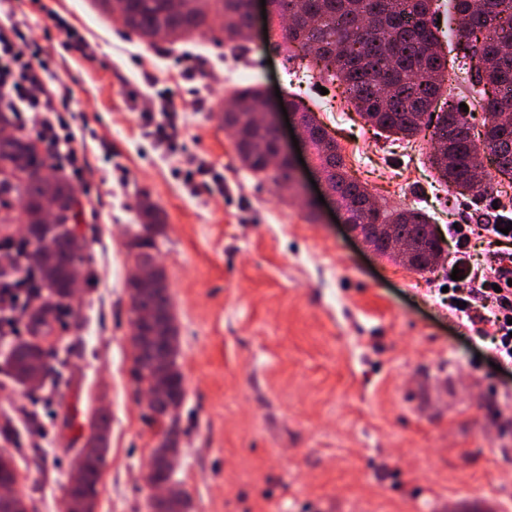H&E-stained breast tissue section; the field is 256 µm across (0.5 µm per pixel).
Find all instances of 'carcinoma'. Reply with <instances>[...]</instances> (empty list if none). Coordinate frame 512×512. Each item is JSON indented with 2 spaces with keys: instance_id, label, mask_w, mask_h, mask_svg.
<instances>
[{
  "instance_id": "carcinoma-1",
  "label": "carcinoma",
  "mask_w": 512,
  "mask_h": 512,
  "mask_svg": "<svg viewBox=\"0 0 512 512\" xmlns=\"http://www.w3.org/2000/svg\"><path fill=\"white\" fill-rule=\"evenodd\" d=\"M273 13L295 14L294 26L282 27V45L287 60L311 56L306 68L318 78L343 88L346 102L365 123L388 135L410 141L426 125L444 84L462 80L480 95L487 115L483 141L477 142L464 108L455 105L441 112L434 132L445 146L432 152V164L449 186L458 190L477 187V154L490 151L489 162L500 181L512 183V124L497 121L499 114L512 115V0H450L456 19L457 40L465 41L466 62L448 67L447 55L432 21L433 0H272ZM102 11L121 14L123 24L149 44L163 33L170 41L192 36L210 28L216 18L223 21L224 40L237 42L253 26L249 0H198V7L177 10L172 0H96ZM232 110L224 112V128L231 132L235 152L254 175L270 178L280 186L293 179L284 160L275 168L268 157L278 153L279 143L272 126H259L255 115L268 111L264 90L257 85L235 87ZM283 106L298 113L306 126L319 166L345 209L346 219L364 225L373 241H379L375 225L394 224L409 247L405 267L416 272L431 270L430 259L439 245L428 238L429 220L413 208L369 213L368 189L349 176L340 145L312 110L293 94L282 95ZM41 169L31 179L10 183L22 212L35 215L43 199L51 195L66 200L72 193L68 182L54 173L50 157H33ZM145 224L153 233L163 227V215L146 200L142 204ZM129 248L136 261L151 260V243L134 236ZM21 269L38 277L40 287L51 290L57 305L70 301L66 276L70 264L83 259L81 250L68 240L58 242L51 253L27 244L20 253ZM132 307L150 308L157 322L145 329L131 326V335L157 351L153 358L133 353L132 376L136 384L157 394L183 395L185 378L178 364V329L172 314L166 271L150 283L128 284ZM10 374L24 388L39 380L43 350L31 339L16 341L9 352ZM89 439L80 449L86 471L84 486L68 493L65 512H96L102 471L108 453L109 418L95 412L89 422ZM177 453L176 444L161 441L152 449L149 482L162 484L169 478L164 460ZM159 512H190L189 495L178 490L161 501Z\"/></svg>"
}]
</instances>
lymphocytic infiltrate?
I'll list each match as a JSON object with an SVG mask.
<instances>
[{
  "label": "lymphocytic infiltrate",
  "mask_w": 512,
  "mask_h": 512,
  "mask_svg": "<svg viewBox=\"0 0 512 512\" xmlns=\"http://www.w3.org/2000/svg\"><path fill=\"white\" fill-rule=\"evenodd\" d=\"M52 61L44 45L17 26H0V112L9 113L17 130L32 132L49 149L77 183L89 169L85 153L74 144L68 99L51 88L43 75ZM459 274L478 289L499 287L497 349L512 359V251L503 252L497 266L475 269L460 265ZM23 273L16 264L0 266V335L21 330V313L28 306L22 287Z\"/></svg>",
  "instance_id": "lymphocytic-infiltrate-1"
}]
</instances>
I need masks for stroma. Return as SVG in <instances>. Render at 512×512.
I'll return each instance as SVG.
<instances>
[{"label": "stroma", "mask_w": 512, "mask_h": 512, "mask_svg": "<svg viewBox=\"0 0 512 512\" xmlns=\"http://www.w3.org/2000/svg\"><path fill=\"white\" fill-rule=\"evenodd\" d=\"M49 9L80 33L47 49L90 190L80 284L49 316L61 378L16 386L0 339V453L33 512H63L98 408L110 432L97 512H148L157 430L131 376L126 294L146 199L165 215L158 257L186 379L174 481L191 512H512V361L489 323L449 308L448 261L419 273L365 249L334 221L333 199L319 201L308 146L300 192L254 176L222 105L237 86L293 90L353 177L443 230L512 222V188L456 193L430 165V130L409 143L366 125L338 85L320 92L273 48L270 20L235 49L218 31L148 46L93 0H0V21L38 37ZM43 422L47 436L31 437Z\"/></svg>", "instance_id": "stroma-1"}]
</instances>
